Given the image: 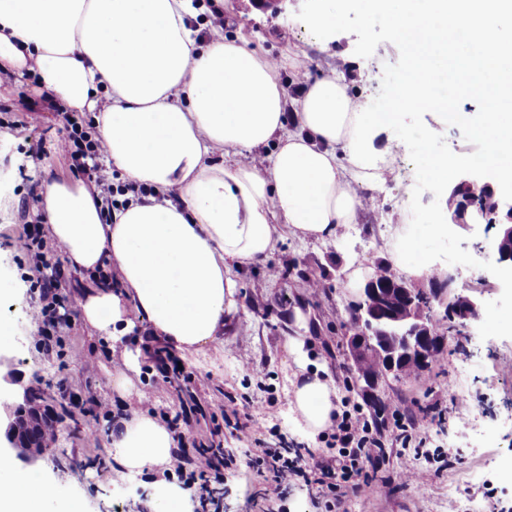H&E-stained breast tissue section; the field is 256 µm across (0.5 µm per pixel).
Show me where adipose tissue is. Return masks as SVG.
Segmentation results:
<instances>
[{
	"mask_svg": "<svg viewBox=\"0 0 512 512\" xmlns=\"http://www.w3.org/2000/svg\"><path fill=\"white\" fill-rule=\"evenodd\" d=\"M360 2L387 15L406 53V79L382 112L333 72L287 97L279 62L242 39L192 29L191 0H0V67L35 64L56 101L95 113L107 166L149 189L110 213L92 189L45 185L50 234L88 278L79 308L99 337L115 341L141 323L147 341L207 353L237 310L233 269L263 262L282 231L323 240L358 223L367 207L358 187L391 172L377 137L403 110L447 111L440 83L479 106V124L456 118L486 145L488 183L512 184V38L502 35L512 0ZM268 146L267 165L241 161ZM108 267L117 277L104 287ZM303 347V336L288 338V406L317 437L336 416L337 390L324 369L307 368ZM174 446L141 409L111 442L129 471L168 463ZM50 491L0 462V512H38Z\"/></svg>",
	"mask_w": 512,
	"mask_h": 512,
	"instance_id": "obj_1",
	"label": "adipose tissue"
}]
</instances>
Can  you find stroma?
I'll use <instances>...</instances> for the list:
<instances>
[{"instance_id": "stroma-1", "label": "stroma", "mask_w": 512, "mask_h": 512, "mask_svg": "<svg viewBox=\"0 0 512 512\" xmlns=\"http://www.w3.org/2000/svg\"><path fill=\"white\" fill-rule=\"evenodd\" d=\"M218 2L225 37H242L249 48L276 61L297 53V70L282 73L287 90H294L297 75L315 77L341 57L351 94L382 111L405 79V52L391 41L386 18L365 12L356 0H287L279 14L263 9L259 0ZM326 9L343 16L336 31L310 24L314 14ZM60 110L34 70L23 69L13 81L0 84V326L11 336L5 354L20 385L38 379L49 383L51 409L65 414L55 446L35 465L20 464L16 470L51 485L42 512H70L75 504L81 512H156L159 471H124L110 448L108 416L68 411L70 394L83 388L86 360L96 363V386L113 408L139 405L135 398L120 400L109 387L121 369V355L82 321L77 299L86 281L80 273H71L63 289L71 321L61 352L48 355L33 343L36 325L30 312L39 299L34 284L42 274L27 267L19 240L27 225L45 221L41 193L47 181L86 182L58 148L67 135ZM422 130L428 131L427 139L419 138ZM382 146L392 174L374 190L373 205L360 223L340 228L326 241L283 233L268 262L235 271L237 312L206 357H181L183 372L194 379L199 402L220 390L249 400L250 423L265 446L326 449L322 439H309L299 430L288 410L291 371L285 343L296 330L292 310L300 308L306 317L309 364L330 373L338 406L362 402L343 343L349 307L359 298L346 285V269L388 262L391 243L401 230H409L419 249L406 254L405 263L439 265L453 277V295L474 297L481 304L478 319L467 322L460 335L446 337L443 353L428 371L382 384L387 413H424L431 421L427 447L448 454L450 463L442 467L418 460L429 474L425 491L379 478L371 493H348L339 512H448L452 505L458 512H512V277L499 266L484 272L483 262L496 246L495 232L486 225L434 230V223L444 219L447 201L424 182V155L458 157L465 171L476 167L486 146L455 121L420 111L399 114L383 134ZM270 263L280 268L279 276H268ZM321 272L325 288L315 297L303 278ZM489 318L498 321L492 335L485 325ZM246 356L251 365H243ZM451 390L457 402L448 401ZM463 419L468 422L464 428L459 425ZM90 433L97 435V443H87ZM219 440L225 454L235 458L220 485L224 498L204 504L191 497V512H269L274 506L282 512H325L314 487L300 481L280 489L270 473L247 468L232 426L223 425ZM63 471L68 478L61 483L57 476Z\"/></svg>"}]
</instances>
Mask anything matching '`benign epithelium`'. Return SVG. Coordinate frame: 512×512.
I'll return each mask as SVG.
<instances>
[{
    "mask_svg": "<svg viewBox=\"0 0 512 512\" xmlns=\"http://www.w3.org/2000/svg\"><path fill=\"white\" fill-rule=\"evenodd\" d=\"M479 219L485 220L488 228L496 229V236L512 241V201L507 197L496 195L495 208L489 215L471 199L460 207L448 204L446 221L449 224H466ZM451 288L452 278L445 276L430 283L427 289L407 283L382 293L376 288L369 289L377 303L372 310L373 323L366 328L350 326L348 345L355 367L374 354L387 360L386 370L364 379L372 399H379L381 380L396 374L397 367L406 360H417L425 371L436 358L434 349L440 345L441 337L432 328L433 318L424 315L419 298L428 299L430 312L448 311L463 324L477 315V300L458 296L448 300ZM28 405L26 388L0 396V453L31 466L42 457L44 445L36 443L32 427L24 417Z\"/></svg>",
    "mask_w": 512,
    "mask_h": 512,
    "instance_id": "7a95c632",
    "label": "benign epithelium"
}]
</instances>
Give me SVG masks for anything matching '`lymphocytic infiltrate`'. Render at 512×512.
I'll return each mask as SVG.
<instances>
[{"label": "lymphocytic infiltrate", "instance_id": "obj_1", "mask_svg": "<svg viewBox=\"0 0 512 512\" xmlns=\"http://www.w3.org/2000/svg\"><path fill=\"white\" fill-rule=\"evenodd\" d=\"M62 119L68 135L60 142V150L68 153L75 169L93 182L105 203L118 206L112 180L102 163L106 152L104 144L80 125L73 113H63ZM20 247L33 267H49L54 271L51 278L39 282V303L32 313L37 328L34 342L51 353L61 340L63 327L69 323L67 315L62 312L66 297L61 288L68 277L60 259L62 248L39 226L21 237ZM169 427L174 433L176 446L171 453L168 474L177 476L189 487L203 488L210 480L219 478L226 465L223 449L199 447L187 451L177 421H170ZM428 427L426 418L402 414L395 417L394 429L389 432L370 421L362 408L343 410L326 432L334 446L333 451L317 453L307 448L297 451L293 459L275 466V480L285 486L297 479H305L324 497L326 512H335L348 492L365 493L370 490L369 473L380 470L386 463L389 446H408L422 438Z\"/></svg>", "mask_w": 512, "mask_h": 512}]
</instances>
